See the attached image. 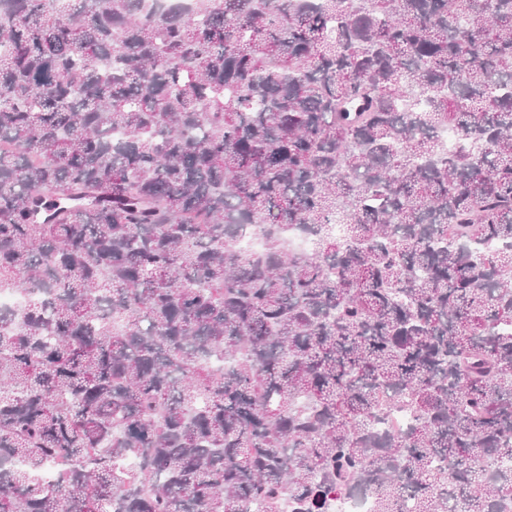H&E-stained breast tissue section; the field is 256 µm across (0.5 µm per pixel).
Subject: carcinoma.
Listing matches in <instances>:
<instances>
[{
  "label": "carcinoma",
  "instance_id": "carcinoma-1",
  "mask_svg": "<svg viewBox=\"0 0 512 512\" xmlns=\"http://www.w3.org/2000/svg\"><path fill=\"white\" fill-rule=\"evenodd\" d=\"M203 3L0 0V512H512V0ZM332 512H372V501L368 497L346 495L334 499L330 506Z\"/></svg>",
  "mask_w": 512,
  "mask_h": 512
}]
</instances>
